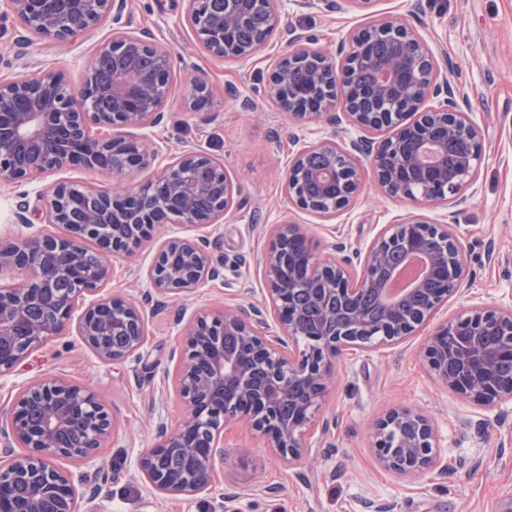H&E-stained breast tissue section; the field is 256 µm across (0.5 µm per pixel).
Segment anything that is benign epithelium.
Segmentation results:
<instances>
[{
  "mask_svg": "<svg viewBox=\"0 0 512 512\" xmlns=\"http://www.w3.org/2000/svg\"><path fill=\"white\" fill-rule=\"evenodd\" d=\"M187 22L196 35L213 26L232 45L209 46L213 55L250 58L267 45L234 43L236 27L247 12L241 0H227L224 19L203 14L206 0H187ZM275 26L282 14L275 0H248ZM128 0H0L42 39L64 41L112 17V36L95 52L85 80L74 86L63 74L40 71L27 77L0 79V182L37 184L43 223L39 231L13 242L0 241V377L49 340L74 328L103 362H118L146 341L143 311L133 302L105 295L112 278V257L130 254L131 234L140 241L171 217L180 218L146 269L152 291L172 299L196 293L216 270L206 248L207 234L223 223L237 187L224 164L208 153L183 150L168 157L162 173L137 187L119 177L158 158L147 130L156 126L172 94L173 55L145 33L126 28ZM379 34H407L404 53L379 65L374 82L359 80L352 55L307 47L304 37L288 31L289 51L278 60L267 89L279 109L299 121L322 114L327 103L315 96L324 86L330 101L339 100L343 116L357 133L336 143L332 133L303 143L288 160L285 192L299 208L334 217L361 193L364 166L382 192L413 204L444 206L466 199L481 161V133L462 111L457 91L440 69L429 44L392 17H381L350 35L355 48ZM112 58V76H99L101 61ZM158 93L142 92L144 76ZM400 94L419 104L438 97L437 106L418 113L383 114L367 103ZM213 98L208 83L196 81L183 105L193 111ZM390 127L380 141L370 135ZM461 146L453 173L446 163L448 143ZM72 165L117 177L112 188L43 181ZM314 181L335 194V204L306 200L302 186ZM84 220L76 221L75 210ZM96 244L98 259L85 261L84 243ZM359 268H348L316 253L297 224H274L260 258L265 273L266 311L226 308L196 316L174 350L178 364L172 380L183 402L184 419L175 429L156 425V449L139 457L136 469L152 491L190 501L213 484L214 463L224 459V427L247 424L265 447L288 462L309 454L317 417L336 358L349 347L397 344L453 300L459 314L426 340L424 354L432 378L451 393L493 410L512 401V377L498 371L512 358V303L470 306L468 255L457 224H434L412 214L385 226L356 254ZM67 276L75 285L70 300L56 305L54 283ZM92 297L77 319L75 302ZM122 305L127 348H112L109 313ZM269 314L278 329L274 347L259 329ZM502 336L500 345L483 342L487 332ZM457 369L448 371V362ZM115 427L114 413L82 385L53 375L25 385L11 402L0 427V512H78L85 494L67 460L91 465L99 458ZM372 447L380 464L399 476L437 469L440 450L433 421L408 408L387 410L371 426ZM182 459L166 466L167 455Z\"/></svg>",
  "mask_w": 512,
  "mask_h": 512,
  "instance_id": "7a95c632",
  "label": "benign epithelium"
}]
</instances>
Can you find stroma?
<instances>
[{
  "mask_svg": "<svg viewBox=\"0 0 512 512\" xmlns=\"http://www.w3.org/2000/svg\"><path fill=\"white\" fill-rule=\"evenodd\" d=\"M187 0H129V30L145 32L173 52L172 95L150 137L159 160L131 173L135 183L154 178L167 156L188 148L205 151L224 164L237 187L233 203L207 248L218 270L195 296L159 301L150 294L144 271L166 232H153L134 254L113 259L107 287L119 296H137L145 314L142 349L118 363L98 360L76 333L50 340L0 379V412L28 382L50 375L74 380L98 393L113 409L117 427L97 468L72 465L87 477L96 497L79 502V512H211L222 496L240 492L231 512H366L369 502L393 504L394 512H500L512 498V403L485 411L439 388L431 379L422 348L427 336L453 317L449 302L404 342L346 351L336 364L322 415L328 432L309 459L290 465L273 458L248 427L224 429V458L215 464L208 494L188 502L159 497L137 477V458L153 448L154 424L164 416L176 424L184 409L175 396L160 394L180 338L179 315L197 308L260 305L263 275L258 264L269 245L271 225H302L318 254L336 259L365 250L377 232L401 221L411 205L386 197L366 179L359 198L336 217L297 208L283 187V172L294 136L313 141L332 132L323 119L307 123L278 111L265 89L286 35L244 61L224 60L207 51L186 20ZM285 24L313 46L336 49L348 33L377 13L403 19L425 38L455 87L468 98L465 108L482 135L475 190L460 207L457 222L472 246L470 297L475 304L512 299V0H373L361 10L342 0L336 11L280 4ZM112 33L111 21L78 33L67 42L38 38L13 17L0 16V78L38 70L62 73L81 84L98 45ZM209 83L214 96L198 111L186 110L183 96L192 83ZM421 410L438 427L443 469L399 478L379 464L370 424L385 409Z\"/></svg>",
  "mask_w": 512,
  "mask_h": 512,
  "instance_id": "stroma-1",
  "label": "stroma"
}]
</instances>
